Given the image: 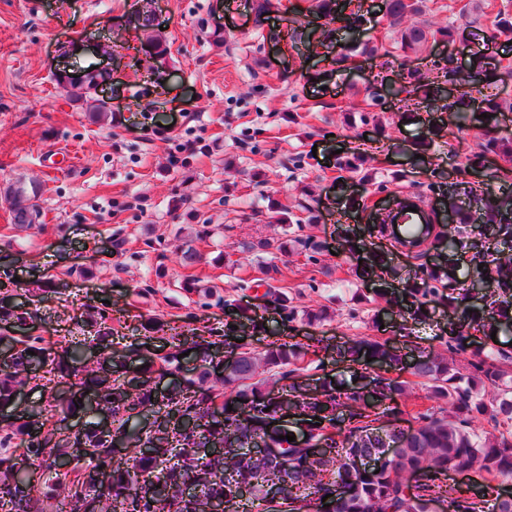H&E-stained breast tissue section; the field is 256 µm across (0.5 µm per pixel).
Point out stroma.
Here are the masks:
<instances>
[{"label": "stroma", "instance_id": "stroma-1", "mask_svg": "<svg viewBox=\"0 0 512 512\" xmlns=\"http://www.w3.org/2000/svg\"><path fill=\"white\" fill-rule=\"evenodd\" d=\"M272 2L259 23L255 0H0V275L14 281L0 298L25 302L47 352L68 345V325L106 300L112 355L129 364L144 349L160 358L170 349L164 332L144 340L141 323L187 319L214 341L229 302L261 323L248 344L263 347L281 327L279 310L250 283L271 264L288 273L296 312L286 329L307 351L309 378L350 379L334 360L337 344L375 336L426 347L451 322L447 304L415 320L398 312L401 295L421 282L417 259L388 237L366 241L367 252L391 259L382 277L361 275L346 243L389 197L411 193L427 215L459 228L458 280L487 258L473 220L481 200L512 185V150L488 155L478 178L463 167L481 133L512 134V34L492 32L498 14L512 15V0H423L420 14L398 22L387 0H336L331 25L313 0ZM445 24L455 28L447 43L436 34ZM414 25L428 36L417 52L401 42ZM345 47L349 59L331 64ZM448 57L475 78L476 110L457 133L446 109L455 92L435 67ZM92 66L112 75L104 116L61 85ZM384 82L428 93V107L407 92L379 95ZM489 94L499 109L485 118ZM358 154L363 175L348 177L341 164ZM18 188L38 210L26 230L14 227ZM452 193L457 216L445 210ZM306 237L317 251L302 249ZM261 240L269 249H257ZM189 247L197 260L187 266L180 255ZM186 279L194 291L181 289ZM77 386L72 376L47 390L35 378L22 390L62 438L34 482L41 512H56L98 469V459L73 457L81 421L51 408ZM430 404L416 380L388 418L410 429L414 410Z\"/></svg>", "mask_w": 512, "mask_h": 512}]
</instances>
